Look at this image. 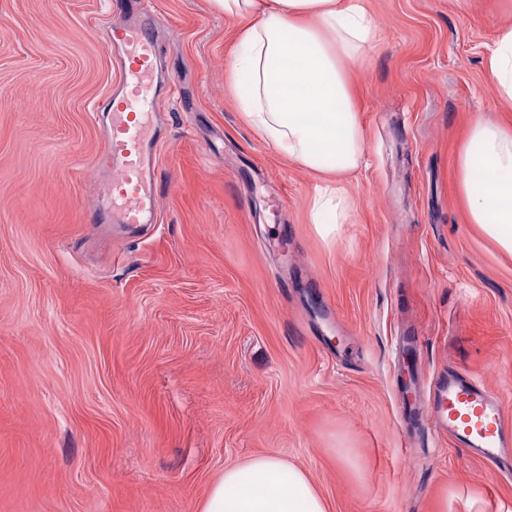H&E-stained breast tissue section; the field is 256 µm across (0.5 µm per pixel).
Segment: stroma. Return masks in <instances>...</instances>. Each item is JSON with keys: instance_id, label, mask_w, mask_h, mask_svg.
<instances>
[{"instance_id": "35a3bbf8", "label": "stroma", "mask_w": 512, "mask_h": 512, "mask_svg": "<svg viewBox=\"0 0 512 512\" xmlns=\"http://www.w3.org/2000/svg\"><path fill=\"white\" fill-rule=\"evenodd\" d=\"M115 0H0V512H197L225 466L306 469L330 512H512V476L429 414L401 423L395 352L475 375L512 413V257L469 224L472 118L512 124L485 57L512 0H366L349 78L366 164L339 240L319 174L279 156L224 81L239 22L147 0L169 90L154 221L103 206Z\"/></svg>"}]
</instances>
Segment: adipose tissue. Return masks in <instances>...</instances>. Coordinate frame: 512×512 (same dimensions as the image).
Wrapping results in <instances>:
<instances>
[{
  "label": "adipose tissue",
  "mask_w": 512,
  "mask_h": 512,
  "mask_svg": "<svg viewBox=\"0 0 512 512\" xmlns=\"http://www.w3.org/2000/svg\"><path fill=\"white\" fill-rule=\"evenodd\" d=\"M242 20L226 83L248 123L277 153L325 179L310 216L320 237L338 239L355 206L338 185L366 149L348 71L377 30L363 0H211ZM502 100L512 104V26L487 57ZM470 223L512 255V127L476 114L456 157ZM198 512H329L311 475L287 460L257 455L225 467Z\"/></svg>",
  "instance_id": "ef3b65f1"
}]
</instances>
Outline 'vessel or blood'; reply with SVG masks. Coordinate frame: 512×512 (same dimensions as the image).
<instances>
[{"label":"vessel or blood","instance_id":"vessel-or-blood-1","mask_svg":"<svg viewBox=\"0 0 512 512\" xmlns=\"http://www.w3.org/2000/svg\"><path fill=\"white\" fill-rule=\"evenodd\" d=\"M126 20L113 25L108 39L120 51V86L103 110L111 116L106 146L114 179L106 194L118 224H143L153 208L156 149L146 132L164 80L154 52L155 34L139 0H124ZM435 433H443L483 461L512 457V424L501 399L462 372L451 370L434 382L423 403Z\"/></svg>","mask_w":512,"mask_h":512}]
</instances>
